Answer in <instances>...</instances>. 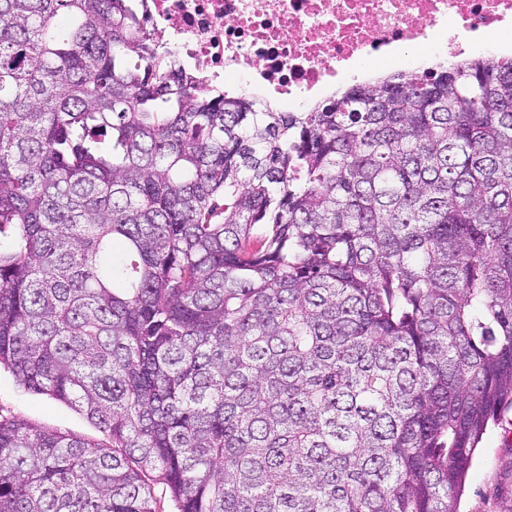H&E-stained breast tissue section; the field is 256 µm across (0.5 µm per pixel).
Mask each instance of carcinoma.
Listing matches in <instances>:
<instances>
[{
	"label": "carcinoma",
	"instance_id": "1",
	"mask_svg": "<svg viewBox=\"0 0 512 512\" xmlns=\"http://www.w3.org/2000/svg\"><path fill=\"white\" fill-rule=\"evenodd\" d=\"M139 0H0V512H459L512 405V57L307 112ZM0 415L21 417L33 425L82 436L92 443H102L105 436L66 404L47 395L28 392L14 374L0 370Z\"/></svg>",
	"mask_w": 512,
	"mask_h": 512
}]
</instances>
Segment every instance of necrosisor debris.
<instances>
[{"mask_svg":"<svg viewBox=\"0 0 512 512\" xmlns=\"http://www.w3.org/2000/svg\"><path fill=\"white\" fill-rule=\"evenodd\" d=\"M146 22L162 26L173 56L201 90L237 92L257 105L276 99L305 112L331 97L338 78L431 52L457 58L459 37L481 52H507L499 35L512 0H146Z\"/></svg>","mask_w":512,"mask_h":512,"instance_id":"necrosis-or-debris-1","label":"necrosis or debris"}]
</instances>
